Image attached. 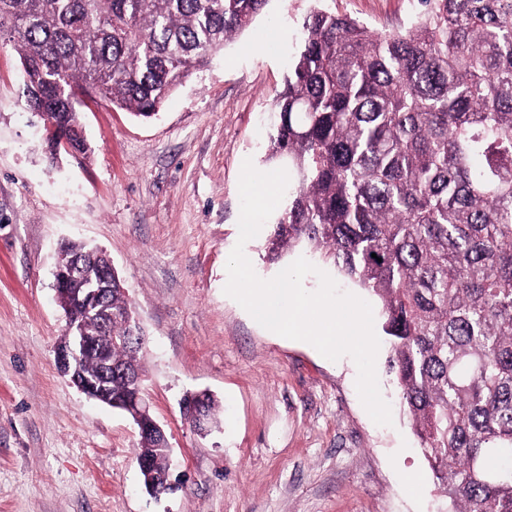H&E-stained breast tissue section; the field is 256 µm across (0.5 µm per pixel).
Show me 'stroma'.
I'll return each mask as SVG.
<instances>
[{"instance_id":"35a3bbf8","label":"stroma","mask_w":512,"mask_h":512,"mask_svg":"<svg viewBox=\"0 0 512 512\" xmlns=\"http://www.w3.org/2000/svg\"><path fill=\"white\" fill-rule=\"evenodd\" d=\"M370 30L410 26L420 0H323ZM314 0H269L252 25L141 120L100 99L81 114L87 154L50 159L24 75L0 41V512H440L433 476L387 373L393 423L376 425L351 357L269 334L224 292L239 237L245 158L266 160L269 112ZM102 248L143 328L144 389L181 487L154 496L138 430L56 365L62 242ZM211 393L199 435L179 400Z\"/></svg>"}]
</instances>
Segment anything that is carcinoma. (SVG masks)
I'll return each mask as SVG.
<instances>
[{
    "instance_id": "carcinoma-1",
    "label": "carcinoma",
    "mask_w": 512,
    "mask_h": 512,
    "mask_svg": "<svg viewBox=\"0 0 512 512\" xmlns=\"http://www.w3.org/2000/svg\"><path fill=\"white\" fill-rule=\"evenodd\" d=\"M268 0H0V38L20 52L27 109L88 150L80 123L94 94L137 118L246 30ZM394 32L326 8L305 17L303 47L275 97L267 161L296 189L265 244L281 261L306 245L381 304L394 376L419 448L452 512H512V0H421ZM84 281L107 274L85 244L65 247ZM377 258H372L371 254ZM71 322L142 375L140 329L112 275L108 332L89 302ZM138 457L169 469L166 441Z\"/></svg>"
}]
</instances>
